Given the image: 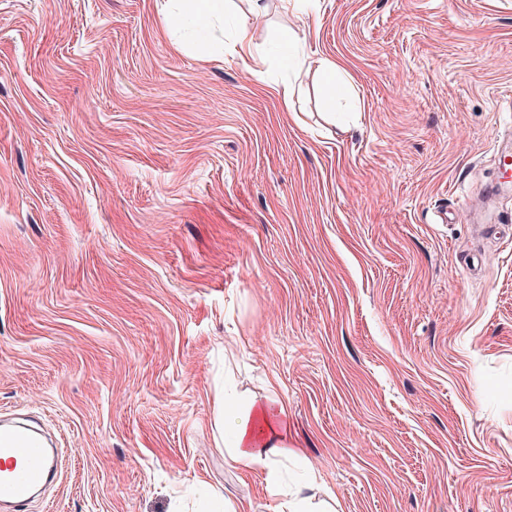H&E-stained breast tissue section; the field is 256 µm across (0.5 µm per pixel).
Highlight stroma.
<instances>
[{
  "label": "stroma",
  "instance_id": "obj_1",
  "mask_svg": "<svg viewBox=\"0 0 512 512\" xmlns=\"http://www.w3.org/2000/svg\"><path fill=\"white\" fill-rule=\"evenodd\" d=\"M266 6L181 47L173 0H0V417L59 450L26 512H275L228 371L334 512H512V0ZM285 29L350 101L312 68L284 108ZM236 43L239 46V49L242 52L249 53L254 60L255 67L251 71L252 76L255 77L257 80H262L266 71L264 69L265 65V58L261 56L260 54H253L252 50V37L249 31V28L246 25H241L236 30ZM318 68L328 91L332 95L336 96V91L344 92L352 87L350 84V72L343 60L336 59L335 61L326 59L320 62ZM276 383L274 378L267 381L268 394L257 398L243 396L224 381V448L245 475L262 471L268 495L282 500L280 512H329L317 510L304 493L320 476L300 449L288 445V403L276 397ZM288 458L306 472V481L293 491L282 485L278 474V463Z\"/></svg>",
  "mask_w": 512,
  "mask_h": 512
}]
</instances>
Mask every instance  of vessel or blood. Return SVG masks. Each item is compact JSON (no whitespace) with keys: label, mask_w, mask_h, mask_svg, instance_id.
Masks as SVG:
<instances>
[{"label":"vessel or blood","mask_w":512,"mask_h":512,"mask_svg":"<svg viewBox=\"0 0 512 512\" xmlns=\"http://www.w3.org/2000/svg\"><path fill=\"white\" fill-rule=\"evenodd\" d=\"M58 475V454L30 424L0 420V512H22Z\"/></svg>","instance_id":"vessel-or-blood-1"}]
</instances>
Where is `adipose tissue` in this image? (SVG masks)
Returning a JSON list of instances; mask_svg holds the SVG:
<instances>
[{
  "label": "adipose tissue",
  "instance_id": "ef3b65f1",
  "mask_svg": "<svg viewBox=\"0 0 512 512\" xmlns=\"http://www.w3.org/2000/svg\"><path fill=\"white\" fill-rule=\"evenodd\" d=\"M267 388L264 397H246L234 384L225 383L224 445L244 474L262 471L266 492L281 500L279 512H318L304 489L318 483L320 476L300 449L289 447L288 405L277 398L275 381H268ZM288 458L305 469L304 486L291 489L282 485L278 464Z\"/></svg>",
  "mask_w": 512,
  "mask_h": 512
}]
</instances>
